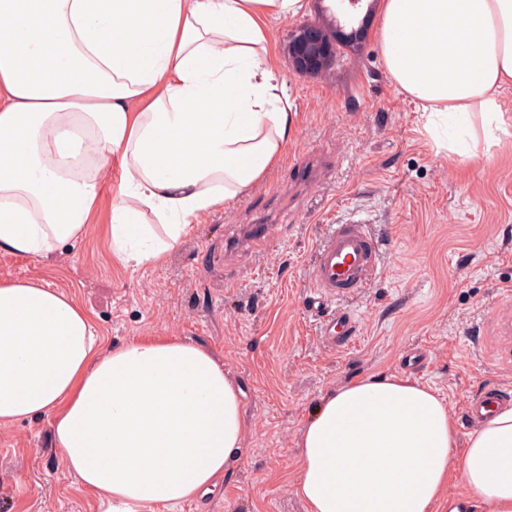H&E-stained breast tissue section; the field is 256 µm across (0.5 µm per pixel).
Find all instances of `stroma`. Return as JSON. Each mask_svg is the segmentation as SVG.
Masks as SVG:
<instances>
[{
  "label": "stroma",
  "mask_w": 512,
  "mask_h": 512,
  "mask_svg": "<svg viewBox=\"0 0 512 512\" xmlns=\"http://www.w3.org/2000/svg\"><path fill=\"white\" fill-rule=\"evenodd\" d=\"M383 8L355 47L316 74L288 60L291 31L319 19L317 0L269 23L294 135L264 179L205 216L164 261L112 259L108 207L75 248L39 261L0 251V279H41L70 294L106 345L175 336L218 356L242 392L241 454L222 492L175 512H305L293 492L297 444L315 406L369 375L405 376L453 416L487 389L512 401V134L467 158L382 62ZM369 224L380 249L373 282L336 301L357 330L331 349L308 309L312 254L329 225ZM270 225L273 241L255 239ZM0 512H96L52 445L48 420L0 424Z\"/></svg>",
  "instance_id": "stroma-1"
}]
</instances>
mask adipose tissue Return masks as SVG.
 <instances>
[{
    "label": "adipose tissue",
    "instance_id": "1",
    "mask_svg": "<svg viewBox=\"0 0 512 512\" xmlns=\"http://www.w3.org/2000/svg\"><path fill=\"white\" fill-rule=\"evenodd\" d=\"M299 0H0V250L47 259L110 203L114 261L160 262L260 182L288 144L268 22ZM397 87L474 136L504 123L512 0H385ZM242 392L173 336L105 346L40 280L0 281V423L48 419L63 467L99 512L219 491L242 447ZM430 387L356 379L321 399L298 442L306 512H512V407L469 433ZM458 476L465 493L447 497Z\"/></svg>",
    "mask_w": 512,
    "mask_h": 512
}]
</instances>
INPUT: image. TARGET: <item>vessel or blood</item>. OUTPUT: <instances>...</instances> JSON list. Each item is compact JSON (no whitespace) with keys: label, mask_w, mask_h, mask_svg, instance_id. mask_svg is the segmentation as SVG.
Wrapping results in <instances>:
<instances>
[{"label":"vessel or blood","mask_w":512,"mask_h":512,"mask_svg":"<svg viewBox=\"0 0 512 512\" xmlns=\"http://www.w3.org/2000/svg\"><path fill=\"white\" fill-rule=\"evenodd\" d=\"M377 265V242L368 225H333L315 248L310 265L319 303L338 300L365 288ZM354 332L350 317L328 313L322 319L321 338L329 347L349 344Z\"/></svg>","instance_id":"vessel-or-blood-1"}]
</instances>
